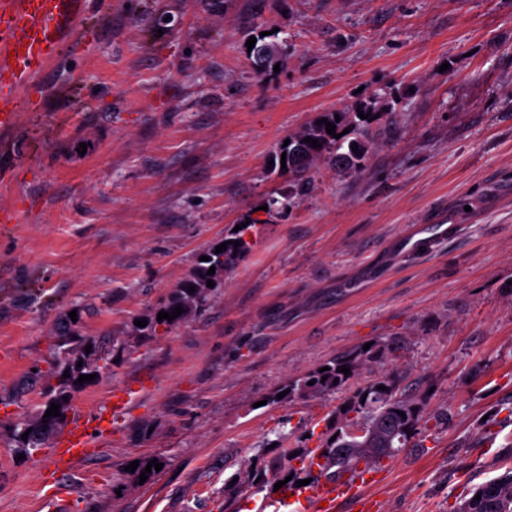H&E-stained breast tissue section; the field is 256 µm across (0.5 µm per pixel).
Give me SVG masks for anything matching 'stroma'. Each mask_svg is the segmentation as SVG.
I'll list each match as a JSON object with an SVG mask.
<instances>
[{"label":"stroma","mask_w":512,"mask_h":512,"mask_svg":"<svg viewBox=\"0 0 512 512\" xmlns=\"http://www.w3.org/2000/svg\"><path fill=\"white\" fill-rule=\"evenodd\" d=\"M287 54L256 74L243 34ZM30 109L0 131V512H55L50 449L13 427L54 385L52 333L125 340L77 392L131 395L67 480L68 512H256L281 452L317 448L348 390L274 400L371 342L421 407L370 487L379 512H455L512 469V0H86ZM377 99L363 171L327 163L305 196L267 158L321 113ZM86 153H79V146ZM260 225L200 313L142 339L199 253ZM455 224L400 254L413 224ZM157 458L141 484L130 462Z\"/></svg>","instance_id":"1"}]
</instances>
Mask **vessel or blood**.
<instances>
[{
	"label": "vessel or blood",
	"mask_w": 512,
	"mask_h": 512,
	"mask_svg": "<svg viewBox=\"0 0 512 512\" xmlns=\"http://www.w3.org/2000/svg\"><path fill=\"white\" fill-rule=\"evenodd\" d=\"M84 15L83 0H0V129L14 126L28 102L24 89L41 80L60 48L76 31ZM456 225H420L405 234L400 242L402 252L420 255L441 241L454 238ZM89 421L77 414L69 419L66 429L56 440L53 465L57 473L68 474L91 452ZM320 453L310 457L305 486L284 485L279 497L261 504L257 512H338L342 502H351L356 512H376L377 501L367 495V487L378 483L379 471L359 467L342 480L323 473Z\"/></svg>",
	"instance_id": "vessel-or-blood-1"
}]
</instances>
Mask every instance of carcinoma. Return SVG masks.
<instances>
[{"mask_svg": "<svg viewBox=\"0 0 512 512\" xmlns=\"http://www.w3.org/2000/svg\"><path fill=\"white\" fill-rule=\"evenodd\" d=\"M363 111L367 118L358 116V111ZM376 102L369 101L355 107H343L336 112H326L322 117L335 124V133H341L344 127L359 129L362 138L356 141L358 151L351 150L345 153L336 154V166L352 171L354 173L363 169L366 157L372 150V144L367 140L368 129L375 120ZM340 120H335V117ZM310 137L320 143V147L314 148L311 144L304 142ZM288 146H278L270 155L274 166L270 167L271 172L279 176H286L293 184V191L279 199L270 197L267 199L268 212L278 209L286 210L294 204V199L302 196L310 185L308 172L333 149H341L340 139L333 137L326 132V124L312 122L304 129L288 136ZM286 155V168H281V155ZM261 223V220L250 219L249 224L224 236L229 242L227 249L221 253H215L216 246L212 245L202 252V255L209 257L207 261H198L183 277L174 288L171 289L167 298L156 308V311L146 316L147 325L144 327L132 326V332L139 337H152L156 334L157 328L164 326L171 329L186 321L196 313L200 312L205 305L212 288L219 287L224 277V272L232 268L237 261L249 250V242L245 235ZM240 242L239 246L230 244V241ZM215 267V273L207 274L210 267ZM213 281L214 287L207 286V281ZM195 291H189V287ZM180 306L184 309L181 315L168 321H157L160 311L172 312ZM88 308H76L77 320L73 321L69 314L59 320L54 329L57 338L58 354L51 363L52 374L57 378L58 383L50 387L44 395L45 402L42 408L27 416L22 422L15 425L14 442L17 450L28 454L33 448H42L48 445L51 436L42 437L38 443L32 439L22 440L21 435L26 428L31 429L29 435H36L41 427L40 415L43 408L50 404L60 405V423H65L68 413L72 409L71 399L74 393L82 389L76 384L81 375L100 374L102 366L108 365L114 355L125 349L126 342L118 337L92 339L80 333L79 320ZM92 345L90 352H85L86 345ZM382 354V349L372 346L367 350L354 349L344 352L335 359L326 363L327 371L317 369L307 376L284 386L288 390L286 397L295 395L304 397L321 393L334 392L347 388L354 377L358 367L369 359ZM82 366H77V362ZM350 368V374L344 375L340 367ZM70 376L63 377L64 372ZM383 385L385 389L379 390L377 386ZM348 408L336 410V431L332 436L324 439L321 446L322 456L325 458V473L327 476L340 477L345 472L354 468L363 461L370 466H376L384 458L395 454L398 448L404 446L418 429L420 422L419 407L404 395L397 393L396 381L385 376L360 386L344 401ZM404 415H399V412ZM357 428H364L368 438L360 440L351 434ZM481 499H476V495ZM467 505V512H512V470L493 478L478 486L474 494L464 500Z\"/></svg>", "mask_w": 512, "mask_h": 512, "instance_id": "cac0c4a2", "label": "carcinoma"}]
</instances>
